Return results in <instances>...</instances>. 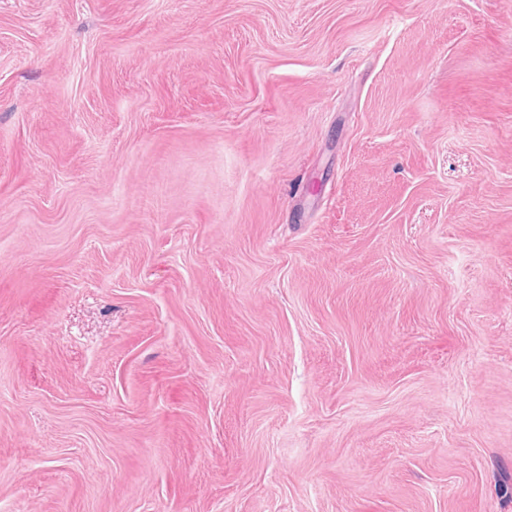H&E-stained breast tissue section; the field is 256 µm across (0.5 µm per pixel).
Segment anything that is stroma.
Masks as SVG:
<instances>
[{
    "instance_id": "35a3bbf8",
    "label": "stroma",
    "mask_w": 512,
    "mask_h": 512,
    "mask_svg": "<svg viewBox=\"0 0 512 512\" xmlns=\"http://www.w3.org/2000/svg\"><path fill=\"white\" fill-rule=\"evenodd\" d=\"M0 512H512V0H0Z\"/></svg>"
}]
</instances>
